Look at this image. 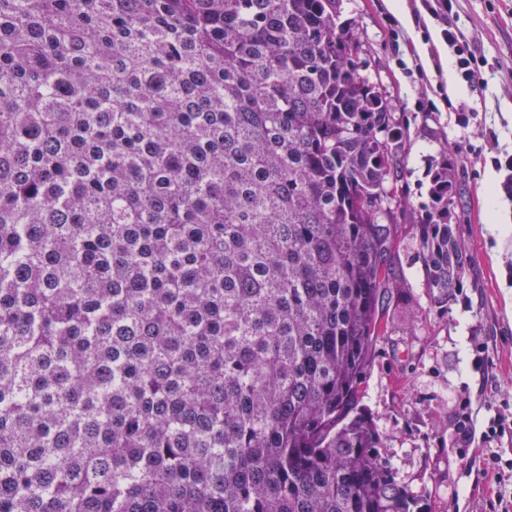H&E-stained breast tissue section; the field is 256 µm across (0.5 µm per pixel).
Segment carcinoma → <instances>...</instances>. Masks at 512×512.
<instances>
[{
    "label": "carcinoma",
    "instance_id": "obj_1",
    "mask_svg": "<svg viewBox=\"0 0 512 512\" xmlns=\"http://www.w3.org/2000/svg\"><path fill=\"white\" fill-rule=\"evenodd\" d=\"M339 8L0 0V512H418L359 408L404 130Z\"/></svg>",
    "mask_w": 512,
    "mask_h": 512
}]
</instances>
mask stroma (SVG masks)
<instances>
[{
	"mask_svg": "<svg viewBox=\"0 0 512 512\" xmlns=\"http://www.w3.org/2000/svg\"><path fill=\"white\" fill-rule=\"evenodd\" d=\"M487 0H459L457 24L481 33L488 65L486 87L472 93L456 84L452 103L471 108L469 124L449 110L427 111L447 84L448 47L429 15H415L414 0L395 13L390 0H341L337 22L362 49L361 72L379 86L400 115L405 134L399 271L411 287L391 306L388 334L376 346L363 403L385 442L397 478L421 512H491L497 487L483 477L494 454L512 459V437L473 443L468 458L454 448L459 402L470 398L478 423L494 415L512 421V237L492 232L497 215L512 216L504 172L493 158L512 155V0L489 13ZM457 170L453 220L473 264L446 308L435 307L417 259L416 225L428 201L429 171L441 154ZM488 348L485 368L472 349Z\"/></svg>",
	"mask_w": 512,
	"mask_h": 512,
	"instance_id": "stroma-1",
	"label": "stroma"
}]
</instances>
